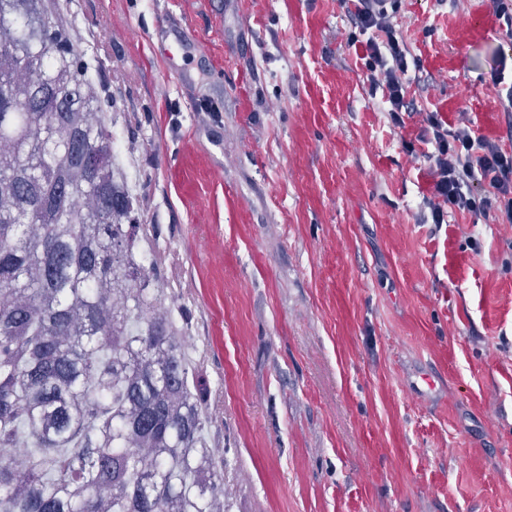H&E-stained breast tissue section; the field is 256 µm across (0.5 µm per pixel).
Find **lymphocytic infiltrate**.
Instances as JSON below:
<instances>
[{
  "label": "lymphocytic infiltrate",
  "mask_w": 512,
  "mask_h": 512,
  "mask_svg": "<svg viewBox=\"0 0 512 512\" xmlns=\"http://www.w3.org/2000/svg\"><path fill=\"white\" fill-rule=\"evenodd\" d=\"M400 0H357L349 12L355 36L349 37L363 60L371 91L381 92L393 128H405L419 117L418 141L403 140L408 155L429 164L432 223L444 224L454 212L493 215L496 223L512 224V153L503 139L477 133L471 124L447 122L442 113L418 109L408 97L412 54L395 23Z\"/></svg>",
  "instance_id": "lymphocytic-infiltrate-1"
}]
</instances>
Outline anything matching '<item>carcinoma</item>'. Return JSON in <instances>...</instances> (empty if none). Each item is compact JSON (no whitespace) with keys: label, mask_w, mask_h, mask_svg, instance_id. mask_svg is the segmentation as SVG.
I'll return each mask as SVG.
<instances>
[{"label":"carcinoma","mask_w":512,"mask_h":512,"mask_svg":"<svg viewBox=\"0 0 512 512\" xmlns=\"http://www.w3.org/2000/svg\"><path fill=\"white\" fill-rule=\"evenodd\" d=\"M0 512H229L206 492L202 381L147 312L154 271L114 177L112 132L48 0H0Z\"/></svg>","instance_id":"cac0c4a2"}]
</instances>
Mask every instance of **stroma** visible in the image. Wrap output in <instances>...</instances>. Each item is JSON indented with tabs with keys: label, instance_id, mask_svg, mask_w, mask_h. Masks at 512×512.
<instances>
[{
	"label": "stroma",
	"instance_id": "obj_1",
	"mask_svg": "<svg viewBox=\"0 0 512 512\" xmlns=\"http://www.w3.org/2000/svg\"><path fill=\"white\" fill-rule=\"evenodd\" d=\"M486 2L401 0L397 22L417 106L500 136L512 38L461 31ZM49 7L112 81L115 167L182 294L232 512H512V224L422 223L426 165L401 144L420 122L393 129L337 0ZM163 16L186 32L171 61ZM180 33L179 23L171 17L163 18L156 26V41L151 42L153 49L167 59L173 58L182 45ZM494 85L498 87L497 97L500 107L509 119L507 138L512 141V81H506L504 70H496L494 73Z\"/></svg>",
	"mask_w": 512,
	"mask_h": 512
}]
</instances>
